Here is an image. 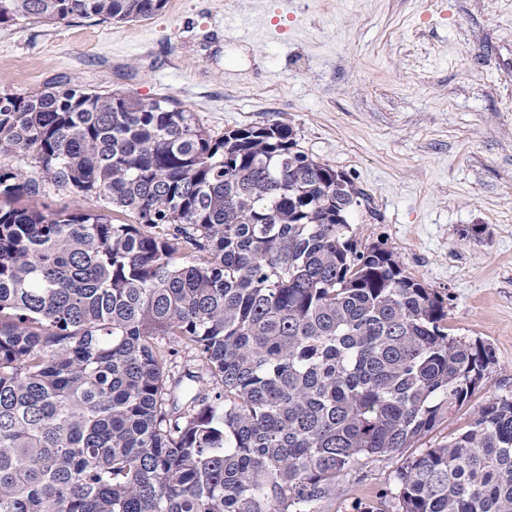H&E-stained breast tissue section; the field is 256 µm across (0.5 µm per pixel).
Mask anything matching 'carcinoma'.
Listing matches in <instances>:
<instances>
[{
	"label": "carcinoma",
	"mask_w": 512,
	"mask_h": 512,
	"mask_svg": "<svg viewBox=\"0 0 512 512\" xmlns=\"http://www.w3.org/2000/svg\"><path fill=\"white\" fill-rule=\"evenodd\" d=\"M167 0H0V24ZM93 209L20 205L48 189ZM286 124L215 136L168 97L0 94V512H321L415 448L495 359L339 222L361 205ZM203 362L171 379L176 350ZM395 510L512 512V394L424 449Z\"/></svg>",
	"instance_id": "obj_1"
}]
</instances>
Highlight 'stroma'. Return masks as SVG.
I'll use <instances>...</instances> for the list:
<instances>
[{
  "label": "stroma",
  "mask_w": 512,
  "mask_h": 512,
  "mask_svg": "<svg viewBox=\"0 0 512 512\" xmlns=\"http://www.w3.org/2000/svg\"><path fill=\"white\" fill-rule=\"evenodd\" d=\"M60 81L171 98L217 134L291 126L364 193L358 243L443 295L450 336L495 351L429 442L512 393V0H168L147 20L0 25V92ZM416 454L361 458L322 512L378 502Z\"/></svg>",
  "instance_id": "1"
}]
</instances>
